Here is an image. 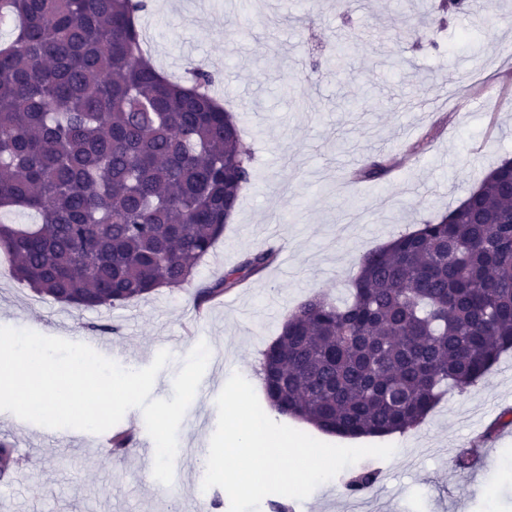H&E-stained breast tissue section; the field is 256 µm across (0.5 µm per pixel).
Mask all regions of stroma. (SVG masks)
I'll return each instance as SVG.
<instances>
[{
	"instance_id": "1",
	"label": "stroma",
	"mask_w": 512,
	"mask_h": 512,
	"mask_svg": "<svg viewBox=\"0 0 512 512\" xmlns=\"http://www.w3.org/2000/svg\"><path fill=\"white\" fill-rule=\"evenodd\" d=\"M440 0H158L141 14L155 66L170 75L202 67L214 94L238 115L255 178L191 284L161 288L125 307L81 310L37 295L0 257V326L49 337L88 336L109 325L126 369L172 355L152 395L173 396L187 355L206 343L210 359L178 431L172 493L144 473L148 437L140 409L120 425L135 444L120 459L108 433L49 429L0 411V438L21 463L0 480V512H195L218 411L232 373L260 380L263 351L291 309L316 294L342 301L358 257L413 231L469 194L485 173L512 158V99L487 98L512 70V0H470L446 14ZM445 98L439 112L419 111ZM428 138L424 152L410 146ZM384 156L391 172L356 181L352 172ZM276 248L275 263L240 288L194 307L197 286L243 256ZM512 407V351L467 392H448L394 445L286 498L293 512H512V427L498 428L471 469L452 468L461 449ZM377 474L366 493L345 485Z\"/></svg>"
}]
</instances>
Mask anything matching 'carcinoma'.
<instances>
[{
    "label": "carcinoma",
    "mask_w": 512,
    "mask_h": 512,
    "mask_svg": "<svg viewBox=\"0 0 512 512\" xmlns=\"http://www.w3.org/2000/svg\"><path fill=\"white\" fill-rule=\"evenodd\" d=\"M145 0H0L19 20L0 42V223L13 277L83 309L133 305L191 283L253 178L236 117L212 74L160 73L140 47ZM390 164L366 162L361 180ZM247 254L196 290L197 306L271 265ZM512 348V160L468 198L358 259L350 298L298 304L262 354L270 407L349 438L418 426L441 396L475 386ZM109 439L120 458L134 440ZM16 446L0 439V479ZM363 471L346 490L372 488Z\"/></svg>",
    "instance_id": "cac0c4a2"
}]
</instances>
